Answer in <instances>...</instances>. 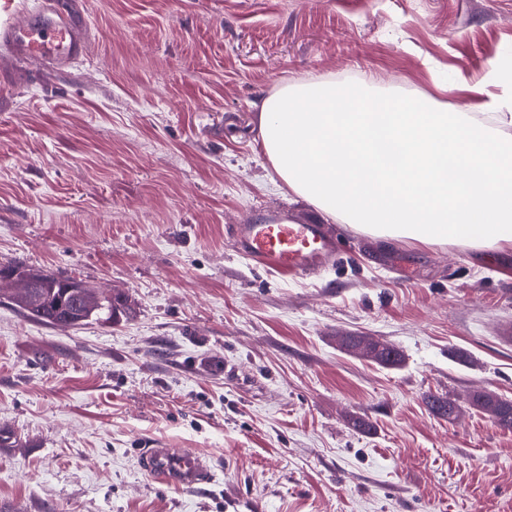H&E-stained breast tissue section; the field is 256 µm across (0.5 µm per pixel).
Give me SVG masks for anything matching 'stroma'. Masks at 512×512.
<instances>
[{"instance_id": "1", "label": "stroma", "mask_w": 512, "mask_h": 512, "mask_svg": "<svg viewBox=\"0 0 512 512\" xmlns=\"http://www.w3.org/2000/svg\"><path fill=\"white\" fill-rule=\"evenodd\" d=\"M68 71L0 48V267L123 293L52 327L0 303V512H512V430L426 394L512 401V249L333 221L314 278L236 255L237 224L324 221L269 161L256 105L355 82L512 113V0H82ZM343 336L396 347L383 367ZM154 442L221 475L143 473ZM426 404L430 410L439 417L452 421L459 412V405L455 400L447 398L446 396H439L429 394L425 398Z\"/></svg>"}]
</instances>
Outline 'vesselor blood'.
<instances>
[{
	"instance_id": "obj_1",
	"label": "vessel or blood",
	"mask_w": 512,
	"mask_h": 512,
	"mask_svg": "<svg viewBox=\"0 0 512 512\" xmlns=\"http://www.w3.org/2000/svg\"><path fill=\"white\" fill-rule=\"evenodd\" d=\"M0 8L9 14L0 22V46L13 58L58 71L83 55L84 20L75 12L53 0H44L34 13L18 10L15 0H5ZM231 245L236 253L294 277L318 275L336 252V240L326 225L299 223L277 211L267 223L236 225ZM140 468L180 489L215 479L199 455L161 444L142 450Z\"/></svg>"
}]
</instances>
